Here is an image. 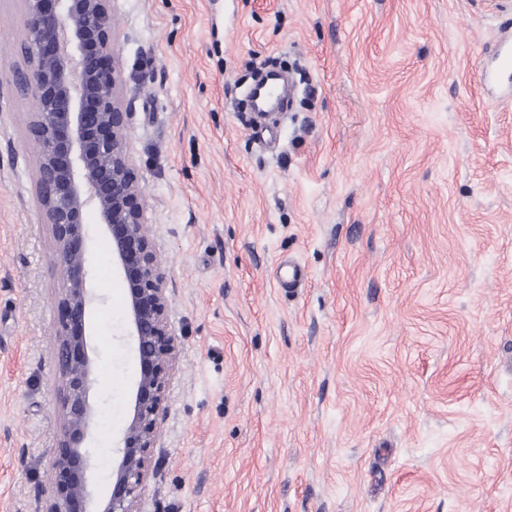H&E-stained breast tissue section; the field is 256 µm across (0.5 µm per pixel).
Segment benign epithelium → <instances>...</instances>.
I'll use <instances>...</instances> for the list:
<instances>
[{
  "label": "benign epithelium",
  "mask_w": 512,
  "mask_h": 512,
  "mask_svg": "<svg viewBox=\"0 0 512 512\" xmlns=\"http://www.w3.org/2000/svg\"><path fill=\"white\" fill-rule=\"evenodd\" d=\"M111 0H23V65L14 87L35 103L27 142L37 162V196L54 241L53 267L66 282L56 357L61 425L55 479L42 512H137L152 466L157 427L176 355L168 332L164 260L145 224L146 202L127 144L132 117L121 98ZM127 284L126 319L140 372L133 411L111 466L109 493H95L97 460L85 447L98 423L92 392L99 363L89 353L93 305L87 273V215Z\"/></svg>",
  "instance_id": "benign-epithelium-1"
}]
</instances>
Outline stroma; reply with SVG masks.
<instances>
[{"label": "stroma", "instance_id": "obj_1", "mask_svg": "<svg viewBox=\"0 0 512 512\" xmlns=\"http://www.w3.org/2000/svg\"><path fill=\"white\" fill-rule=\"evenodd\" d=\"M498 0H112L129 151L177 358L140 512H512V101ZM0 0V512H40L60 422L52 235ZM260 67L294 97L257 123ZM96 393L139 364L89 237ZM299 265L300 288L278 266Z\"/></svg>", "mask_w": 512, "mask_h": 512}]
</instances>
